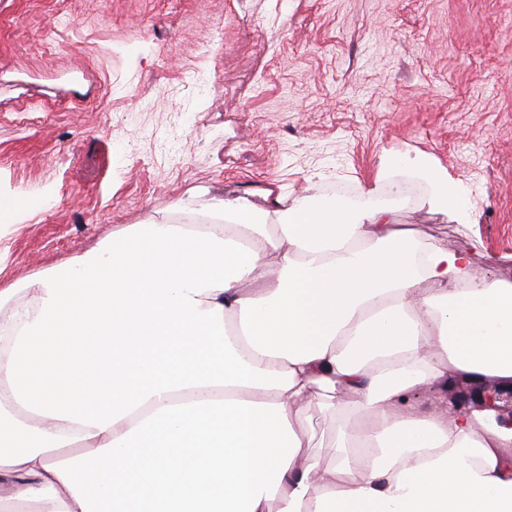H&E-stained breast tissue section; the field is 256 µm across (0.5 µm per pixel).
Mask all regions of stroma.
<instances>
[{
	"instance_id": "stroma-1",
	"label": "stroma",
	"mask_w": 512,
	"mask_h": 512,
	"mask_svg": "<svg viewBox=\"0 0 512 512\" xmlns=\"http://www.w3.org/2000/svg\"><path fill=\"white\" fill-rule=\"evenodd\" d=\"M385 166L418 185L398 223L512 283V0H0V312L132 225L386 193ZM427 168L476 223L429 206ZM301 424L327 461L366 422Z\"/></svg>"
}]
</instances>
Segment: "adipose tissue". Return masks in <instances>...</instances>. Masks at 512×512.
<instances>
[{"instance_id": "ef3b65f1", "label": "adipose tissue", "mask_w": 512, "mask_h": 512, "mask_svg": "<svg viewBox=\"0 0 512 512\" xmlns=\"http://www.w3.org/2000/svg\"><path fill=\"white\" fill-rule=\"evenodd\" d=\"M402 193L217 198L219 223L137 224L36 280L0 337V512H512V429L443 393L512 382V283L397 225ZM344 393L369 426L326 466L298 423Z\"/></svg>"}]
</instances>
